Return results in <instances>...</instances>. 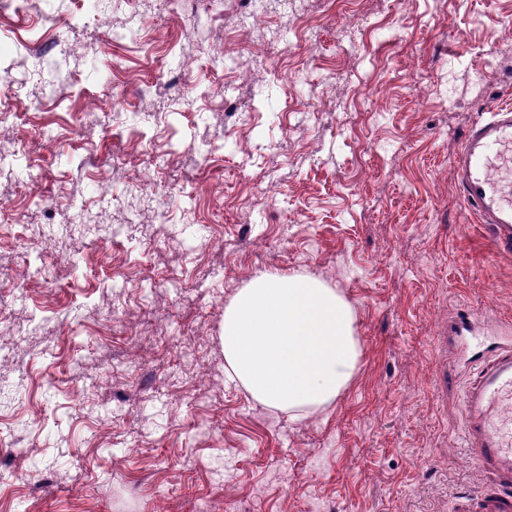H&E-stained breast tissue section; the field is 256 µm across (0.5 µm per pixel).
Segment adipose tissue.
Returning <instances> with one entry per match:
<instances>
[{
    "mask_svg": "<svg viewBox=\"0 0 512 512\" xmlns=\"http://www.w3.org/2000/svg\"><path fill=\"white\" fill-rule=\"evenodd\" d=\"M353 322L337 289L309 277L259 276L224 308L229 376L269 409L295 418L321 413L356 372Z\"/></svg>",
    "mask_w": 512,
    "mask_h": 512,
    "instance_id": "ef3b65f1",
    "label": "adipose tissue"
}]
</instances>
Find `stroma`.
Here are the masks:
<instances>
[{"label": "stroma", "mask_w": 512, "mask_h": 512, "mask_svg": "<svg viewBox=\"0 0 512 512\" xmlns=\"http://www.w3.org/2000/svg\"><path fill=\"white\" fill-rule=\"evenodd\" d=\"M256 12L238 32L235 0L0 9L20 114L0 124V512H459L496 491L462 395L470 354L512 341V248L452 162L512 102V0ZM128 106L132 132L110 116ZM266 271L355 312L362 355L328 412L227 379L224 306ZM464 312L481 334L461 354Z\"/></svg>", "instance_id": "1"}]
</instances>
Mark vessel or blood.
Here are the masks:
<instances>
[{
	"label": "vessel or blood",
	"instance_id": "obj_1",
	"mask_svg": "<svg viewBox=\"0 0 512 512\" xmlns=\"http://www.w3.org/2000/svg\"><path fill=\"white\" fill-rule=\"evenodd\" d=\"M453 171L468 209L502 245H511V104L492 108L470 129ZM478 363L464 391V438L475 465L498 490L478 497L465 512H512V342L498 344Z\"/></svg>",
	"mask_w": 512,
	"mask_h": 512
}]
</instances>
